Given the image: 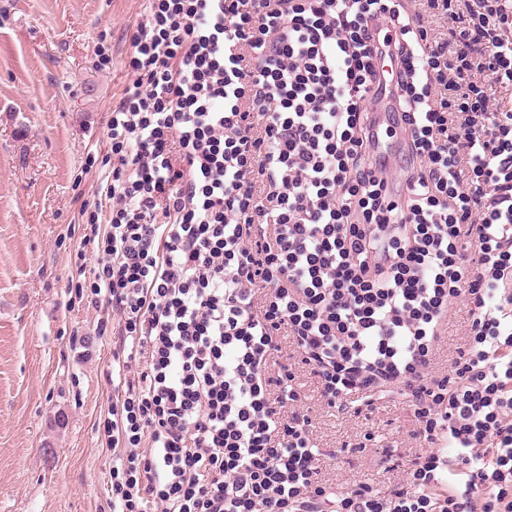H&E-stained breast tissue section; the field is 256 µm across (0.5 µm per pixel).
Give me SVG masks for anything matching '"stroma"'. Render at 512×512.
<instances>
[{"mask_svg": "<svg viewBox=\"0 0 512 512\" xmlns=\"http://www.w3.org/2000/svg\"><path fill=\"white\" fill-rule=\"evenodd\" d=\"M142 13L143 0H0V512H109L112 336L66 286ZM411 427L394 398L366 418L315 417L333 448L369 430L405 455ZM320 469L341 487L392 479L365 458Z\"/></svg>", "mask_w": 512, "mask_h": 512, "instance_id": "35a3bbf8", "label": "stroma"}]
</instances>
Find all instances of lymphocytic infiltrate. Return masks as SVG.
I'll use <instances>...</instances> for the list:
<instances>
[{"mask_svg":"<svg viewBox=\"0 0 512 512\" xmlns=\"http://www.w3.org/2000/svg\"><path fill=\"white\" fill-rule=\"evenodd\" d=\"M125 66L84 235L110 512H512V0H145ZM302 370L410 411L413 455L341 447L387 490L320 483ZM467 310L466 306L460 301L453 306L447 334L448 347L454 348L456 344L462 343L463 340L461 338L463 337L462 334L468 317ZM448 347H444L440 352L438 362L441 368L448 366Z\"/></svg>","mask_w":512,"mask_h":512,"instance_id":"lymphocytic-infiltrate-1","label":"lymphocytic infiltrate"}]
</instances>
